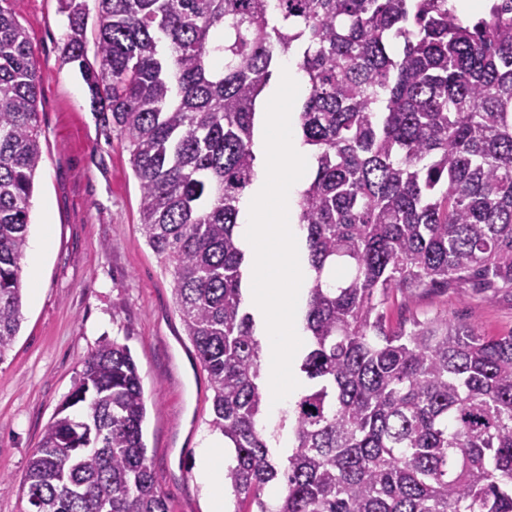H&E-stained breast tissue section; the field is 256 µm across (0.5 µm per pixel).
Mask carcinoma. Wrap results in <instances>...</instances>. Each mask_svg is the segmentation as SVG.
I'll use <instances>...</instances> for the list:
<instances>
[{
  "label": "carcinoma",
  "mask_w": 512,
  "mask_h": 512,
  "mask_svg": "<svg viewBox=\"0 0 512 512\" xmlns=\"http://www.w3.org/2000/svg\"><path fill=\"white\" fill-rule=\"evenodd\" d=\"M62 52L129 144L147 244L172 268L213 392L224 471L249 512H512V332L387 323L395 292L512 290V0H61ZM19 0H0V358L20 328V260L42 161V74ZM97 30L87 54L88 23ZM293 54L315 159L297 201L309 285L285 461L264 424L240 204L257 100ZM81 406L80 417L67 413ZM127 347L101 342L31 456L24 512H169L147 462ZM282 486L271 504L265 488Z\"/></svg>",
  "instance_id": "carcinoma-1"
}]
</instances>
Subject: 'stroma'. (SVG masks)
<instances>
[{
  "label": "stroma",
  "instance_id": "35a3bbf8",
  "mask_svg": "<svg viewBox=\"0 0 512 512\" xmlns=\"http://www.w3.org/2000/svg\"><path fill=\"white\" fill-rule=\"evenodd\" d=\"M43 75L38 122L43 159L34 178L29 233L48 228L38 259L21 260L22 318L0 362V512H23L29 458L104 341L126 346L142 379L143 440L170 512H210L199 474L211 433L209 377L186 336L173 276L140 229L141 191L119 132H103L76 68L63 60L60 0H22ZM391 323L448 317L488 336L512 333V295L485 299L471 283L392 294Z\"/></svg>",
  "mask_w": 512,
  "mask_h": 512
}]
</instances>
